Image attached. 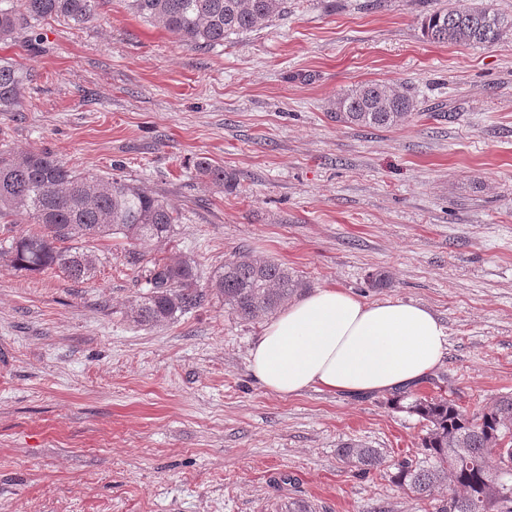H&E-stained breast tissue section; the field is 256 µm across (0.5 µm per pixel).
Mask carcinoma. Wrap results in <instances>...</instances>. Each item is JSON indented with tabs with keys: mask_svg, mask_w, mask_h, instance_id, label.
<instances>
[{
	"mask_svg": "<svg viewBox=\"0 0 512 512\" xmlns=\"http://www.w3.org/2000/svg\"><path fill=\"white\" fill-rule=\"evenodd\" d=\"M99 4L0 0V41L24 30L35 44L49 19L82 27L97 18ZM127 6L189 48L208 51L232 35L268 25L288 11V0H127ZM422 27L434 42L487 47L512 34V17L482 3L450 5L433 11ZM29 82V72L0 58V112L17 110ZM331 107L330 118L345 126L392 128L412 118L415 103L401 86L365 83L336 95ZM194 168L208 182L231 187L232 175L208 158H197ZM1 219L42 228L0 239V254L8 253L14 266L29 272L55 267L74 281L91 279L101 263L89 243L126 239L127 264L145 281V291L129 301L131 318L139 325L174 321L215 298L241 318L262 320L307 290L297 272L243 252L224 259L204 284L187 259L147 256L139 247L170 243L180 213L144 185L112 174L93 175L44 151L0 153ZM391 403L418 416L426 428L420 458L397 463L394 478L401 488L425 498L448 486V497L437 500L435 512H512L511 394L478 412L443 394L405 392ZM338 455L365 475L384 463L379 449L359 442L342 444Z\"/></svg>",
	"mask_w": 512,
	"mask_h": 512,
	"instance_id": "obj_1",
	"label": "carcinoma"
}]
</instances>
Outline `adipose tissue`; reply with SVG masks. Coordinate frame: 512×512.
<instances>
[{
  "label": "adipose tissue",
  "instance_id": "1",
  "mask_svg": "<svg viewBox=\"0 0 512 512\" xmlns=\"http://www.w3.org/2000/svg\"><path fill=\"white\" fill-rule=\"evenodd\" d=\"M445 325L427 307L388 298L367 302L323 288L288 304L249 351V369L274 394L318 388L390 394L431 375L448 349Z\"/></svg>",
  "mask_w": 512,
  "mask_h": 512
}]
</instances>
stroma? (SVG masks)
Returning <instances> with one entry per match:
<instances>
[{
    "instance_id": "stroma-1",
    "label": "stroma",
    "mask_w": 512,
    "mask_h": 512,
    "mask_svg": "<svg viewBox=\"0 0 512 512\" xmlns=\"http://www.w3.org/2000/svg\"><path fill=\"white\" fill-rule=\"evenodd\" d=\"M441 0H288L267 26L197 51L104 0L80 28L0 41L32 72L0 112V149L45 150L148 186L182 216L156 255L201 277L225 257L272 258L311 290L425 305L448 350L417 396L470 411L512 394V37H424ZM407 88L409 122L349 127L338 93ZM205 156L236 176L205 182ZM95 278L31 273L0 254V512H435L397 486L426 429L389 397H280L251 376L264 324L220 302L157 326L128 317L141 290L125 243L99 242ZM390 284L373 288L371 275ZM362 441L387 468L360 475ZM338 455L347 463L360 467L363 474H369L371 471L380 468L384 459L382 453L377 448H370L364 443L348 442L342 444L338 449Z\"/></svg>"
}]
</instances>
